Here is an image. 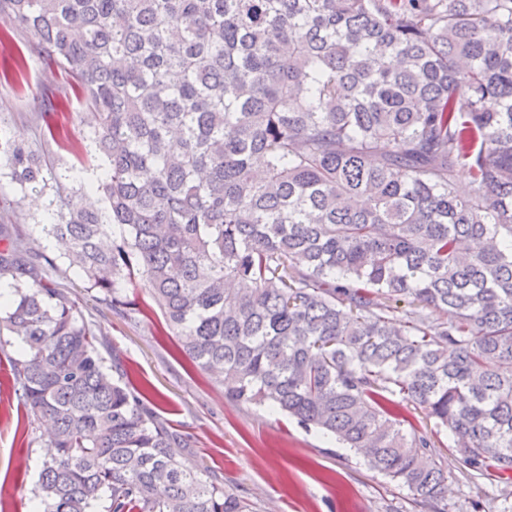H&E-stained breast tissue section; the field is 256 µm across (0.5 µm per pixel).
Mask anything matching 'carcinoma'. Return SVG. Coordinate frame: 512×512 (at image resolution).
<instances>
[{
	"mask_svg": "<svg viewBox=\"0 0 512 512\" xmlns=\"http://www.w3.org/2000/svg\"><path fill=\"white\" fill-rule=\"evenodd\" d=\"M0 16L96 108L104 208L6 127L0 157L23 197L52 189L41 232L100 302L135 322L125 288L147 289L227 398L334 438L434 512L450 474L397 396L471 478L512 479V0H0ZM56 269L0 224V279L21 282L0 335L56 450L43 512H250L107 364Z\"/></svg>",
	"mask_w": 512,
	"mask_h": 512,
	"instance_id": "carcinoma-1",
	"label": "carcinoma"
}]
</instances>
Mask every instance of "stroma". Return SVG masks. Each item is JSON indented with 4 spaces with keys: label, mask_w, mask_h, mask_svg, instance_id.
<instances>
[{
    "label": "stroma",
    "mask_w": 512,
    "mask_h": 512,
    "mask_svg": "<svg viewBox=\"0 0 512 512\" xmlns=\"http://www.w3.org/2000/svg\"><path fill=\"white\" fill-rule=\"evenodd\" d=\"M0 30L5 33L0 39V126L16 131L37 156L50 160L54 172L91 185L102 170L89 150L94 108L74 96L68 76L29 51V31L5 17H0ZM46 98L58 103V110L45 111ZM51 125L58 128L57 136H47ZM0 201L10 204L0 219L23 229L33 251L60 261V250L39 230L54 223L55 207L45 202L33 208L3 173ZM57 279L80 299L109 348V362L120 367L125 381L146 397L162 422L191 434L196 457L226 488L250 501L255 512H432L406 487L333 439L267 408L226 398L223 388L182 353L144 289L126 291L142 309L132 324L88 298L81 276L61 261ZM20 356L19 341L0 337V498L10 512H30L41 465L49 457L42 428L13 393L12 362ZM400 412L407 428L431 439L451 475L448 512H498L494 499H512V482L470 478L447 432L437 431L427 411L405 403Z\"/></svg>",
    "instance_id": "obj_1"
}]
</instances>
